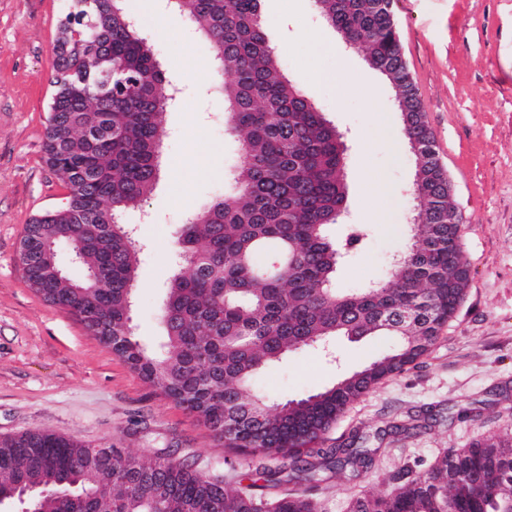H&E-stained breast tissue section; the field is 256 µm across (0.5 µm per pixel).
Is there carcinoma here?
I'll return each mask as SVG.
<instances>
[{
    "mask_svg": "<svg viewBox=\"0 0 512 512\" xmlns=\"http://www.w3.org/2000/svg\"><path fill=\"white\" fill-rule=\"evenodd\" d=\"M396 0H316L333 28L349 31L396 89L415 122L404 138L423 141L415 190L424 219L405 228L408 245L388 278L358 290L333 287L336 247L358 248L360 225L336 242V207L348 199L335 128L284 75L263 27L261 0H177L172 8L205 35L214 66L233 75L222 86L228 127L244 164L234 190L182 225L160 313L163 341L152 350L132 331L139 242L122 215L142 206L159 174V129L170 85L126 0H70L80 47L56 63L47 166L71 189L66 212L36 215L20 248L46 242L78 247L81 281L46 271L29 277L46 302L112 336V352L166 398L196 415L224 447L250 460L234 477L204 473L169 455L139 459L121 448L88 446L50 431L0 438L3 506L25 512H317L311 490L323 474L368 465L363 448H335L323 437L336 419L383 379L423 357L463 300L468 266L460 225L449 224L448 176L434 158L415 86L402 60ZM112 136L80 128L102 116ZM410 316L404 330L381 317ZM343 336L395 343L334 385L298 399L251 390L254 378L289 353ZM275 458L279 465L264 463ZM278 489L272 497L269 490ZM348 512H512V432L452 450L422 473Z\"/></svg>",
    "mask_w": 512,
    "mask_h": 512,
    "instance_id": "obj_1",
    "label": "carcinoma"
}]
</instances>
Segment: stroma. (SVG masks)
<instances>
[{"instance_id":"obj_1","label":"stroma","mask_w":512,"mask_h":512,"mask_svg":"<svg viewBox=\"0 0 512 512\" xmlns=\"http://www.w3.org/2000/svg\"><path fill=\"white\" fill-rule=\"evenodd\" d=\"M155 3L163 18L145 15L142 0H132L142 36L183 92L163 116L157 185L141 209L123 216L143 246L132 325L148 347L162 340L159 312L187 211L229 192L228 171L243 161L216 90L231 74L212 68L208 43L184 16L165 0ZM64 5L0 0V437L49 430L224 473V447L203 422L160 395L74 314L44 302L18 261L26 224L65 201L64 184L44 161ZM261 12L286 77L346 135L347 221L367 225L370 235L341 264L335 286L383 281L407 245L415 172L392 87L323 21L313 0H261ZM395 18L462 215L470 277L430 351L352 403L327 433L326 444L338 446L361 436L374 454L358 474L327 477L313 490L323 512H347L354 498L427 470L446 451L512 428V0H397ZM192 156L197 165H189ZM377 194L385 197L381 210L368 209L365 198ZM392 344L389 336L337 340L336 364L299 350L258 375L254 388L277 400L313 394Z\"/></svg>"}]
</instances>
